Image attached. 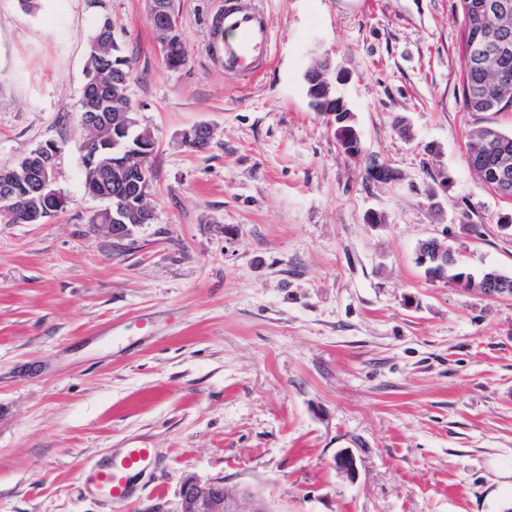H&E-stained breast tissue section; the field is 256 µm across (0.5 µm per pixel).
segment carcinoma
<instances>
[{
  "label": "carcinoma",
  "mask_w": 512,
  "mask_h": 512,
  "mask_svg": "<svg viewBox=\"0 0 512 512\" xmlns=\"http://www.w3.org/2000/svg\"><path fill=\"white\" fill-rule=\"evenodd\" d=\"M112 28V19L109 16L103 14L97 16L89 36L86 67L101 74L103 85L84 88L81 105L83 112H126L131 106V100L127 96V85L133 71V59L123 55L116 42L113 44L107 42L99 46L94 42L99 33L112 34ZM166 61L171 67L186 63L187 50L182 37L175 35L170 39V50ZM317 67L319 64L314 63L306 69V84L310 106L321 113L329 111V108L316 94L318 84L315 79V68ZM462 84L464 108L468 112L471 111L470 99L472 98L497 100V90L483 72L463 69ZM87 156L86 152L82 154V164L87 172L85 188L93 196L112 194V170L101 172L90 168ZM6 190L20 197H26L27 203L32 208V214L28 215L29 221L40 224L51 217V214L44 211L43 203L32 194L30 180L19 178L12 169L0 172V194Z\"/></svg>",
  "instance_id": "carcinoma-1"
}]
</instances>
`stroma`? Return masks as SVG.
Listing matches in <instances>:
<instances>
[{
  "instance_id": "1",
  "label": "stroma",
  "mask_w": 512,
  "mask_h": 512,
  "mask_svg": "<svg viewBox=\"0 0 512 512\" xmlns=\"http://www.w3.org/2000/svg\"><path fill=\"white\" fill-rule=\"evenodd\" d=\"M218 2L172 0L188 50L172 68L148 0H0V168L57 143L69 199L43 223H0V512H178L190 477L270 512H512L495 493L512 484V297L415 262L435 237L473 273L512 275V201L465 159L479 128L512 131V109H464L459 0H241L273 21L253 79L213 52ZM101 13L157 145V218L125 239L90 224L104 202L81 163ZM324 55L366 157L309 106L303 75ZM201 122L208 148L181 145ZM370 155L399 180L369 179ZM442 170L436 217L425 191ZM142 444L156 466L132 502L84 494L87 463ZM345 448L356 475L336 468Z\"/></svg>"
}]
</instances>
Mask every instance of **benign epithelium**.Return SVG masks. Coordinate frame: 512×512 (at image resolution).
I'll return each instance as SVG.
<instances>
[{"label":"benign epithelium","instance_id":"1","mask_svg":"<svg viewBox=\"0 0 512 512\" xmlns=\"http://www.w3.org/2000/svg\"><path fill=\"white\" fill-rule=\"evenodd\" d=\"M465 16L478 15L492 19V24L484 28L480 38L470 43V56L472 63L487 72L491 82L502 89L505 97H512V75L504 71L501 60L512 54V0H475L463 6ZM150 19L154 31L167 36L179 29V22L175 21L169 10L168 0H150ZM336 136L339 138L341 149L348 155L359 159L364 155V147L359 134L351 122L353 113L346 107L344 101L336 99ZM138 126L136 113L116 112L112 129V198L122 203L118 215L112 214V205L95 212L92 224L105 231L115 239H124L130 236L136 225L129 224L126 219L129 214L136 213L146 223L156 218L155 208L150 204L153 182L145 177L137 183L136 188L126 190L124 174L127 166L131 164L127 151L125 136L129 135ZM213 136V129L200 123L179 134L180 140L197 151L205 150ZM139 143L136 147L135 157L141 160L140 167L149 165L155 153V141L151 134L142 132L136 135ZM369 178L380 181L399 179V173L387 162L375 157L370 158L368 164ZM475 175L480 181H492L505 193L512 191V155L502 153L497 164L486 170H479ZM33 191L48 203L59 204L68 202V199L55 188V168L45 164L37 178L33 181ZM448 194V172L440 174V180L430 186L426 198L428 207L432 210L443 209L444 196ZM453 257L454 263H459L456 249L442 244L439 239L430 237L423 241V247L416 250L415 261L422 268L440 265V272L448 270V257ZM336 468L349 475L356 472V458L348 450H341L336 454ZM179 512H269L258 504L254 495L244 491L237 496H230L224 490L221 482L200 483L194 480L185 482Z\"/></svg>","mask_w":512,"mask_h":512}]
</instances>
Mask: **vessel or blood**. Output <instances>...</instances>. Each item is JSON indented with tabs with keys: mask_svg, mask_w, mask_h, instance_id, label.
Masks as SVG:
<instances>
[{
	"mask_svg": "<svg viewBox=\"0 0 512 512\" xmlns=\"http://www.w3.org/2000/svg\"><path fill=\"white\" fill-rule=\"evenodd\" d=\"M226 39L219 51L224 71L238 76H253L266 62L272 44L273 25L269 15L260 9H246L236 0H224V9L215 19ZM154 455L148 448H128L118 457H103L94 461L85 472L88 491L115 504L130 501L137 488L130 474L150 470Z\"/></svg>",
	"mask_w": 512,
	"mask_h": 512,
	"instance_id": "vessel-or-blood-1",
	"label": "vessel or blood"
}]
</instances>
